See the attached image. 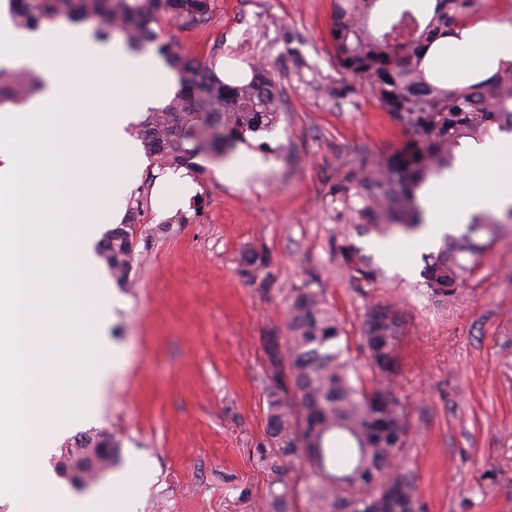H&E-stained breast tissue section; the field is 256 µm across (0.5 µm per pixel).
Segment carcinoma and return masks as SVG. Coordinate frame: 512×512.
Returning <instances> with one entry per match:
<instances>
[{
	"mask_svg": "<svg viewBox=\"0 0 512 512\" xmlns=\"http://www.w3.org/2000/svg\"><path fill=\"white\" fill-rule=\"evenodd\" d=\"M381 0H336L331 31L343 69L363 81L369 95L408 134L388 155L359 153L336 182L344 208L385 235L394 227L408 232L424 224L418 192L428 179L451 167L463 138H476L489 125L512 130V61L493 75L450 87L446 78L427 72L430 50L466 18L481 0H435L419 16L403 8L388 30L374 33L370 18ZM210 0H10L16 26L35 29L57 18L90 20L99 40L121 34L129 50L155 47L178 75L181 89L167 103L149 109L138 126L145 152L158 168L191 167L197 157L222 158L247 135L271 131L280 121L281 95L268 70L251 66L252 76L230 85L215 67L189 55L164 36L172 20L185 25L205 21ZM31 71L0 72V105L23 102L41 89ZM359 199L362 206L352 205ZM499 223L481 215L459 236H447L436 252L424 256L423 285L434 296L455 295L468 271L463 259L476 256L478 238L497 234ZM132 225L106 235L103 256L119 283L133 259ZM352 279L372 283L378 268L350 243L339 247ZM287 344L267 337L268 447L260 459L279 473L283 462L299 457L310 476L279 481L270 491V512H295L306 496L307 512H419L414 476L394 468L409 424L404 405L390 389L398 373L397 347L402 323L388 305L373 303L362 320L361 347L377 379L372 386L351 382L354 370L347 332L322 293L308 285L290 289ZM112 436L82 434L61 451V467L75 484L112 465Z\"/></svg>",
	"mask_w": 512,
	"mask_h": 512,
	"instance_id": "carcinoma-1",
	"label": "carcinoma"
}]
</instances>
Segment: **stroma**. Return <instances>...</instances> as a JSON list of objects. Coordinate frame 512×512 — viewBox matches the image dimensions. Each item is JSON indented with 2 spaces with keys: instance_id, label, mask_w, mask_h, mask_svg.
<instances>
[{
  "instance_id": "obj_1",
  "label": "stroma",
  "mask_w": 512,
  "mask_h": 512,
  "mask_svg": "<svg viewBox=\"0 0 512 512\" xmlns=\"http://www.w3.org/2000/svg\"><path fill=\"white\" fill-rule=\"evenodd\" d=\"M334 6L211 0L206 21L171 29L185 52L215 65L262 62L282 115L234 150L253 163L246 182L229 180L223 162L195 158V194L162 215L153 184L161 171L146 158L111 203L137 227L130 282L114 284L110 303L108 337L123 360L85 429L118 440L113 470L136 473L131 512H269L275 476L258 454L268 441L265 338L285 331L288 290L305 283L323 289L367 382L365 309L398 312L393 390L409 421L400 457L421 512H512V223L443 301L422 283L421 253L398 272L382 238L343 213L336 181L347 161L389 153L406 135L340 66ZM345 242L379 268L372 284L352 280ZM248 252L267 261L253 278L241 272Z\"/></svg>"
}]
</instances>
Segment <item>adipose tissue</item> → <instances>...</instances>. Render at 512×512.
I'll list each match as a JSON object with an SVG mask.
<instances>
[{
  "label": "adipose tissue",
  "instance_id": "ef3b65f1",
  "mask_svg": "<svg viewBox=\"0 0 512 512\" xmlns=\"http://www.w3.org/2000/svg\"><path fill=\"white\" fill-rule=\"evenodd\" d=\"M430 56L435 66L452 71L461 82L476 75L491 76L500 60L512 58V24L458 28ZM489 200L503 209L512 206V134L498 133L461 151L454 169L431 187L427 205L434 222L415 234V242L420 248L430 247Z\"/></svg>",
  "mask_w": 512,
  "mask_h": 512
}]
</instances>
